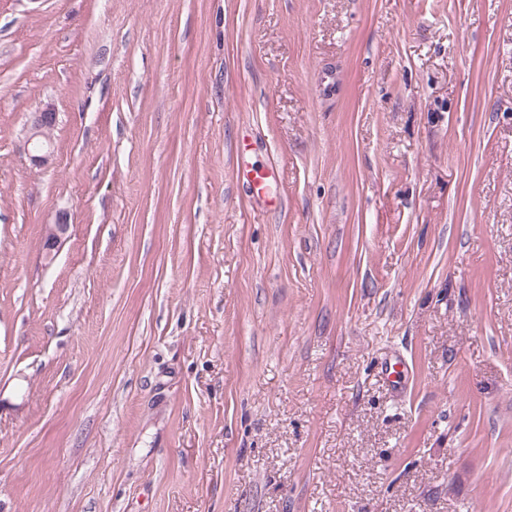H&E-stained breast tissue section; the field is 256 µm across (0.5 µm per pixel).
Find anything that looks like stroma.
<instances>
[{
    "mask_svg": "<svg viewBox=\"0 0 512 512\" xmlns=\"http://www.w3.org/2000/svg\"><path fill=\"white\" fill-rule=\"evenodd\" d=\"M0 512H512V0H0ZM55 113L50 111L39 112L33 121L31 136L28 144H32L31 161L35 166H41L48 162L52 156L51 145H43L40 142L44 138L47 129L52 126Z\"/></svg>",
    "mask_w": 512,
    "mask_h": 512,
    "instance_id": "obj_1",
    "label": "stroma"
}]
</instances>
